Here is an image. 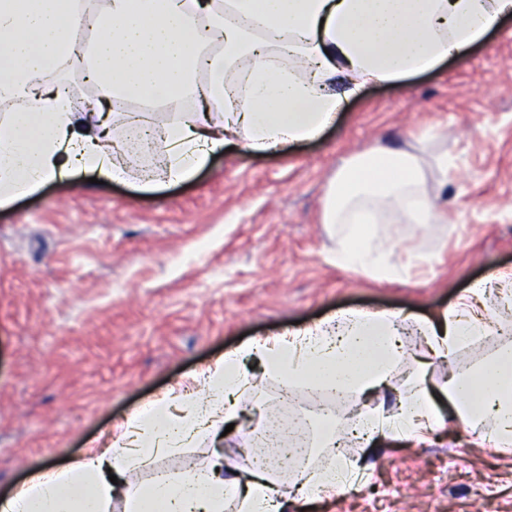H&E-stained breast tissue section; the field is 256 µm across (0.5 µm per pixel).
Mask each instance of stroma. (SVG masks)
I'll use <instances>...</instances> for the list:
<instances>
[{"instance_id":"35a3bbf8","label":"stroma","mask_w":512,"mask_h":512,"mask_svg":"<svg viewBox=\"0 0 512 512\" xmlns=\"http://www.w3.org/2000/svg\"><path fill=\"white\" fill-rule=\"evenodd\" d=\"M429 141L463 164L439 191L444 220L391 221L395 256L422 254L409 276L387 281L337 266L323 221L338 167L373 148ZM512 268V18L486 43L399 82L371 85L345 102L317 139L271 155L227 151L182 184H92L87 172L0 208V496L45 461L80 456L143 402L188 395L196 375L241 342L346 311L428 315L489 274ZM512 345L494 332L454 360L470 369ZM393 366L392 406L412 360L443 385L448 367L410 332ZM263 404L240 397L224 466L249 467ZM212 454L206 441L157 455L131 484L183 474ZM362 497L333 496L313 512H512V450L470 443L444 426L431 443L355 448Z\"/></svg>"}]
</instances>
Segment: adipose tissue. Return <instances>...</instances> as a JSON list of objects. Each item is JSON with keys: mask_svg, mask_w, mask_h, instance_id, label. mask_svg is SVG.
Returning a JSON list of instances; mask_svg holds the SVG:
<instances>
[{"mask_svg": "<svg viewBox=\"0 0 512 512\" xmlns=\"http://www.w3.org/2000/svg\"><path fill=\"white\" fill-rule=\"evenodd\" d=\"M83 10L77 0H0V100L13 106L0 114V206L77 171L127 180L144 158L131 141L152 125L171 183L190 179L229 145L248 157L316 138L364 87L433 69L481 42L512 15V0H102L88 69L112 101L107 113L77 111L67 94L44 84L68 58L69 33ZM163 89L167 121L128 111L129 102ZM196 97L202 110L186 109L185 100ZM456 167L448 152L427 159L377 148L347 160L325 194L324 221L340 227L337 264L405 278L408 264L391 262L385 248L386 216L440 223L429 174ZM490 294L512 303V269L475 282L428 316L347 312L245 343L199 373L201 394L146 402L106 447L62 467L45 465L0 499V512H112L118 500L125 512H293L296 501L331 497L342 479L332 463L296 468L295 500L269 470L224 476L219 454L193 472L136 487L127 476L158 454L200 440L221 443L238 417L237 392L260 390L265 378L287 388L372 396L390 388L399 338L410 330L434 356L452 362L462 344L492 331L496 310L473 313L474 300ZM251 358L262 374L243 373L242 361ZM411 379L396 409L361 425L335 420L322 447L421 443L446 421L478 447H512L511 348L478 369L452 372L434 391L421 369Z\"/></svg>", "mask_w": 512, "mask_h": 512, "instance_id": "adipose-tissue-1", "label": "adipose tissue"}]
</instances>
